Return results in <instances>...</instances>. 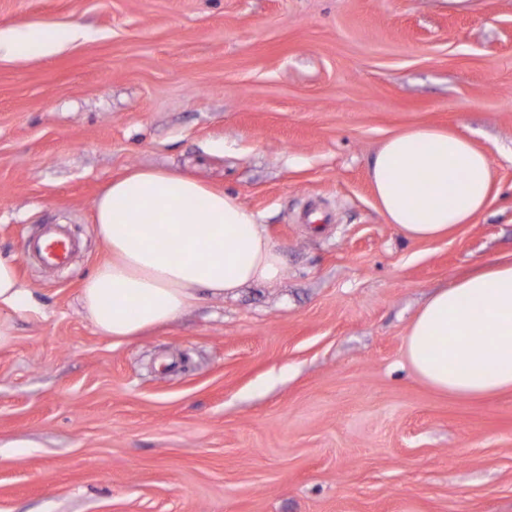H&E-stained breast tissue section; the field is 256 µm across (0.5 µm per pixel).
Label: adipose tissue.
I'll use <instances>...</instances> for the list:
<instances>
[{"label":"adipose tissue","mask_w":512,"mask_h":512,"mask_svg":"<svg viewBox=\"0 0 512 512\" xmlns=\"http://www.w3.org/2000/svg\"><path fill=\"white\" fill-rule=\"evenodd\" d=\"M61 42L39 28L0 31V57L32 48L51 54ZM369 178L387 223L412 241L472 223L492 192L488 152L429 127L389 137L369 162ZM95 227L110 258L83 281L79 304L98 333L119 340L166 325L202 299L284 274L258 216L188 174L134 168L113 179L96 200ZM35 307L15 263L0 257V309ZM405 356L446 395L512 389V259L436 291L409 326Z\"/></svg>","instance_id":"ef3b65f1"}]
</instances>
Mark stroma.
<instances>
[{"label":"stroma","mask_w":512,"mask_h":512,"mask_svg":"<svg viewBox=\"0 0 512 512\" xmlns=\"http://www.w3.org/2000/svg\"><path fill=\"white\" fill-rule=\"evenodd\" d=\"M0 255L33 289L0 346V512H512V391L458 399L405 357L430 295L512 255V0H0ZM417 127L492 162L474 223L405 239L369 161ZM131 168L257 213L285 267L144 335H100L94 204ZM66 265L25 253L44 225ZM65 37L50 34L39 28L3 32L0 30V57L17 55L32 48L51 54L59 48Z\"/></svg>","instance_id":"1"}]
</instances>
